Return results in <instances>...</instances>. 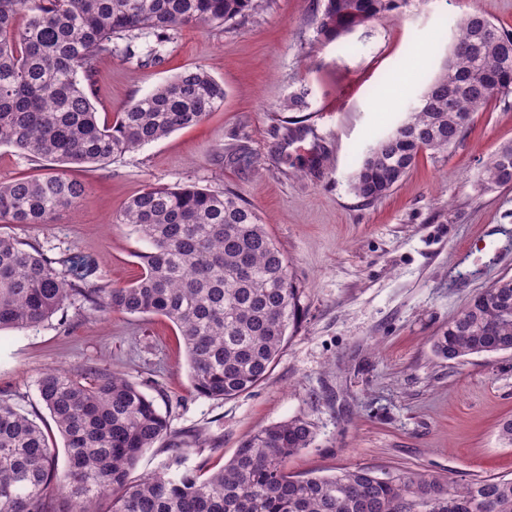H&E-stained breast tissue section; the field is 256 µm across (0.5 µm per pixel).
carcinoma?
Here are the masks:
<instances>
[{
	"label": "carcinoma",
	"instance_id": "carcinoma-1",
	"mask_svg": "<svg viewBox=\"0 0 512 512\" xmlns=\"http://www.w3.org/2000/svg\"><path fill=\"white\" fill-rule=\"evenodd\" d=\"M317 38L338 41L373 20L396 17L410 0H323ZM267 0H0V144L70 169L102 167L172 132L202 123L224 102V86L203 66L186 68L99 120L78 75L136 42L162 43L185 26L222 27L257 14ZM26 23L17 24V15ZM512 94V32L478 12L463 14L440 71L406 118L362 158L351 190L367 202L386 197L426 151L443 154L473 113ZM485 189L512 186V144L478 175ZM83 182L63 173L0 183V221L40 225L74 210ZM149 245L142 272L127 286L82 288L91 270L56 261L0 234V331L50 320L80 297L101 313L159 315L180 332L197 394L233 399L264 379L299 321L300 295L288 260L255 209L232 191L148 186L112 217ZM436 356L512 351V277L477 294L433 339ZM53 424L39 425L0 400V512H93L112 494L111 512H512V479L447 485L416 471L378 474L368 467L332 475L288 474V458L310 447L302 416L269 425L210 474L185 465L173 448L163 468L126 482L139 458L167 434L168 422L139 387L108 371H44L37 382ZM64 440L66 466L51 453V427Z\"/></svg>",
	"mask_w": 512,
	"mask_h": 512
}]
</instances>
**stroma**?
<instances>
[{
	"label": "stroma",
	"instance_id": "1",
	"mask_svg": "<svg viewBox=\"0 0 512 512\" xmlns=\"http://www.w3.org/2000/svg\"><path fill=\"white\" fill-rule=\"evenodd\" d=\"M323 0H268L237 24L186 28L137 54L104 57L90 75L100 117L113 118L184 68L224 85L200 124L80 173L77 213L0 232L49 257L94 267L88 288L132 282L148 245L112 217L146 186L230 190L251 204L285 253L302 290L296 332L266 377L229 400L196 394L185 347L161 316H99L72 301L51 320L0 332V399L48 419L37 380L48 369H105L136 384L170 434L128 475L137 482L172 448L188 465L221 468L256 431L306 417L316 438L288 461L295 476L343 467L424 471L444 481L512 477V446L497 427L512 418V352L436 358L432 339L477 293L512 276V187L482 190L477 175L512 143V96L474 113L444 154L423 153L385 198L356 197L363 153L405 116L440 70L461 14L512 30V0H413L399 17L316 40ZM156 47L161 63L144 61ZM400 94H393L395 84ZM311 107L288 111L300 86ZM203 447H196V440Z\"/></svg>",
	"mask_w": 512,
	"mask_h": 512
}]
</instances>
